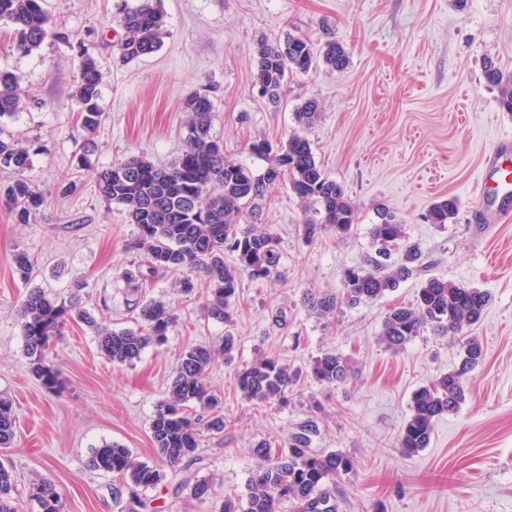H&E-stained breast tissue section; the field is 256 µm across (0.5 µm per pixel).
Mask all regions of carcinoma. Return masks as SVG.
Wrapping results in <instances>:
<instances>
[{
    "label": "carcinoma",
    "mask_w": 512,
    "mask_h": 512,
    "mask_svg": "<svg viewBox=\"0 0 512 512\" xmlns=\"http://www.w3.org/2000/svg\"><path fill=\"white\" fill-rule=\"evenodd\" d=\"M2 25L9 28L12 47L21 55L39 50L53 34L44 0H0ZM121 25L124 37L119 43L120 62L128 64L153 55L167 35L161 0H136L135 5L124 9ZM321 64L340 72L347 68L349 55L334 40L325 43L320 56L302 36H290L282 43H264L258 51L254 86L261 97L276 105L288 76L307 74ZM484 77L488 84L499 88V107L512 113V80L504 79L491 58L484 61ZM17 84L14 73L0 70V119L12 118L24 107ZM101 84V71L86 48L73 97L79 105L81 125L91 135L105 120L100 104ZM184 107L190 113V121L185 147L174 163L163 166L144 155L131 156L95 170L94 182L99 196L109 204L121 206L128 223L137 228L130 248L139 253V260L123 272L133 291L151 286L168 272L188 270L208 282V315L228 322L241 273L246 272L255 280L279 273L282 255L277 239L242 221L244 215L255 214L268 185L284 183L308 207L309 215L302 224L308 240L325 230L336 233L339 239L349 236L356 223V212L344 187L330 178L316 160L306 136L294 132L276 147L266 139L252 141L251 153L270 161L265 172L256 175L224 157V144L211 135L215 106L208 94L189 95ZM319 115V105L313 99L294 110L295 121L303 130L312 127ZM95 147L93 138L85 140L74 154L77 168L88 167V156ZM30 165L29 147L19 139L0 137V168L17 174L13 182L0 189V204L18 224L29 223L31 216L46 203L44 195L24 177ZM457 210L458 199L451 196L433 204L427 220L446 224ZM378 214L380 222L371 230L377 245L375 256L365 266L346 269L339 292L307 295L305 303L310 309L327 316L344 306L356 307L378 300L422 270L421 252L410 248L406 250L405 263L386 272L391 247L405 240L406 233L404 224L393 212L383 207ZM226 253L235 255L236 264L224 262ZM489 301L484 290L430 276L419 288L415 303L388 310L381 332L387 348L401 349L427 330L443 336L460 335L462 348L456 370L414 393L411 415L397 436L401 453L411 455L427 447L435 421L456 412L465 399V375L483 361L485 352L477 337L464 336L462 331L480 321ZM74 318L93 329L100 351L109 360L131 364L147 346L167 342L176 315L170 305L150 300L140 305L138 328L115 330L77 310V303L71 299L52 296L41 288L30 290L20 309L25 355L31 375L48 391L61 386L60 373L49 353ZM213 361L214 352L204 345L184 350L167 396L156 406L151 438L157 455L173 468L196 456L203 431L221 433L227 425L219 409L220 399L208 381ZM312 374L321 383L338 386L352 377V370L347 358L325 352L314 361ZM236 384L247 400L264 406L285 401L295 384V375L279 358L265 357L240 370ZM192 404L199 406L203 414L190 416L188 408ZM15 424L12 401L0 397L1 448L10 447ZM309 443L306 432L293 436L286 449L275 448L266 440L257 442L253 455L259 463L249 479L246 497L224 496L217 512H279L284 502L291 504L293 512H340L336 484L355 470V461L336 451L315 453ZM89 466L127 478L136 487H153L161 480L158 468L136 460L130 449L115 442L95 449ZM185 487L194 499L203 500L215 494L213 485L205 479L187 482ZM13 489V472L0 463V512H16ZM31 497L40 512H63L56 486L45 478L32 482Z\"/></svg>",
    "instance_id": "1"
}]
</instances>
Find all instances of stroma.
I'll list each match as a JSON object with an SVG mask.
<instances>
[{
    "mask_svg": "<svg viewBox=\"0 0 512 512\" xmlns=\"http://www.w3.org/2000/svg\"><path fill=\"white\" fill-rule=\"evenodd\" d=\"M132 2L46 0L58 35L30 55L14 52L0 26V69L18 76L24 100L0 129L31 145L25 176L46 198L26 224L0 207V396L12 400L16 414L15 437L0 448V462L15 477L17 512H40L30 497L40 476L54 482L64 512H124L133 493L144 503L140 512H214L215 499L191 498L185 481L208 479L217 497L246 494L254 445L287 443L307 426L313 452H340L356 463L336 488L341 512H512V201L475 196L487 156L512 136V115L501 110L483 71L490 57L512 74V0H163L161 49L124 64L119 19ZM291 35L318 48L336 40L350 62L341 72L321 67L291 76L274 105L253 86L258 47ZM86 46L103 74L106 113L91 136L71 96ZM203 90L215 104L212 135L225 156L258 173L266 164L249 143L287 140L297 129L296 105L316 99L320 118L305 135L357 210L345 240L325 231L309 241L300 201L285 185L268 187L255 222L279 241L280 274H241L229 324L204 312V281L183 292L184 272L132 290L121 273L138 259L128 248L137 229L73 161L90 136L97 168L137 154L172 163L184 148V101ZM446 196L459 201L454 219L428 223V208ZM381 204L403 221L407 243L419 247L432 275L491 296L468 330L485 359L466 375L464 401L435 421L427 448L410 456L396 439L415 390L460 362L453 336L427 331L397 351L380 340L387 310L412 303L423 275L329 317L304 304L306 294L337 292L344 271L374 254L370 229ZM18 251L34 265L30 280L16 271ZM77 280L85 284L79 292ZM33 288L79 294L82 308L114 329L136 327L139 299L169 303L177 320L166 344L147 346L130 365L109 361L90 328L70 323L52 354L63 382L52 393L30 375L24 355L18 311ZM228 330L237 349L228 360L216 355L210 371L228 424L204 435L196 461L160 466L162 480L135 492L120 476L91 470L93 450L112 442L160 465L150 422L180 354L218 346ZM330 351L350 361L345 384L328 386L312 375L314 360ZM263 357L298 372L287 405L259 409L241 395L237 370Z\"/></svg>",
    "mask_w": 512,
    "mask_h": 512,
    "instance_id": "35a3bbf8",
    "label": "stroma"
}]
</instances>
